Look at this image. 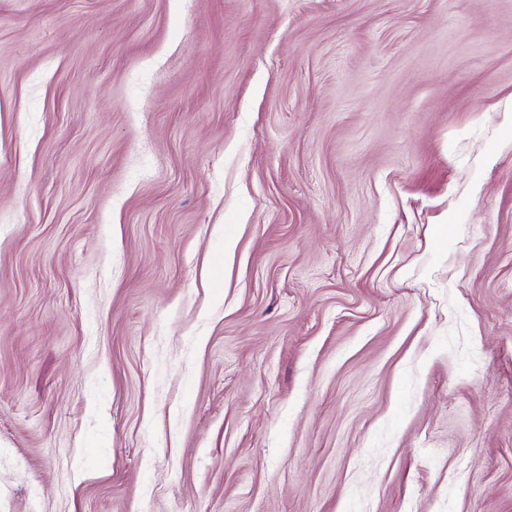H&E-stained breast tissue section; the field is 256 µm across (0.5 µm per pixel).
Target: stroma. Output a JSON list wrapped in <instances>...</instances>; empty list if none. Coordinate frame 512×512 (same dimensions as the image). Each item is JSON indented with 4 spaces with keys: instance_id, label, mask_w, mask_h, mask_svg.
Instances as JSON below:
<instances>
[{
    "instance_id": "1",
    "label": "stroma",
    "mask_w": 512,
    "mask_h": 512,
    "mask_svg": "<svg viewBox=\"0 0 512 512\" xmlns=\"http://www.w3.org/2000/svg\"><path fill=\"white\" fill-rule=\"evenodd\" d=\"M0 512H512V0H0Z\"/></svg>"
}]
</instances>
